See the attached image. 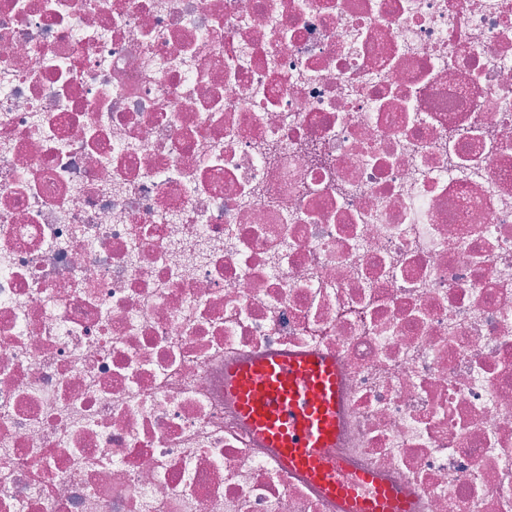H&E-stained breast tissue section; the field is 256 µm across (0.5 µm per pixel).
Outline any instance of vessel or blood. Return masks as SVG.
I'll return each instance as SVG.
<instances>
[{
    "instance_id": "1",
    "label": "vessel or blood",
    "mask_w": 512,
    "mask_h": 512,
    "mask_svg": "<svg viewBox=\"0 0 512 512\" xmlns=\"http://www.w3.org/2000/svg\"><path fill=\"white\" fill-rule=\"evenodd\" d=\"M225 391L236 401L252 433L277 451L279 463L304 473L346 512H409L396 489L365 494L370 475L346 481L341 461L326 458L340 424V382L330 355L273 354L227 366Z\"/></svg>"
}]
</instances>
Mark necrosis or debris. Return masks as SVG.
Listing matches in <instances>:
<instances>
[{
    "label": "necrosis or debris",
    "mask_w": 512,
    "mask_h": 512,
    "mask_svg": "<svg viewBox=\"0 0 512 512\" xmlns=\"http://www.w3.org/2000/svg\"><path fill=\"white\" fill-rule=\"evenodd\" d=\"M285 351L512 512V0H0V512H343L224 390Z\"/></svg>",
    "instance_id": "1"
}]
</instances>
